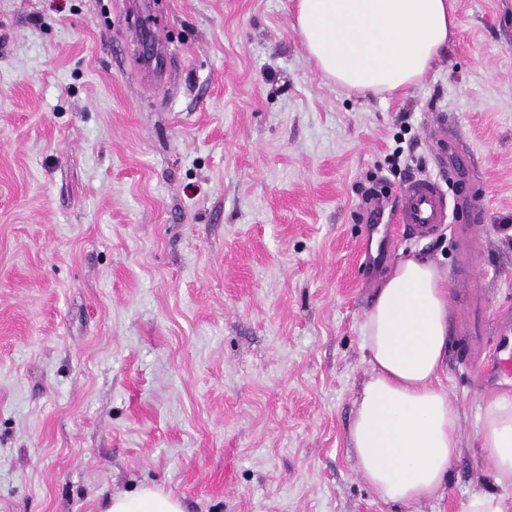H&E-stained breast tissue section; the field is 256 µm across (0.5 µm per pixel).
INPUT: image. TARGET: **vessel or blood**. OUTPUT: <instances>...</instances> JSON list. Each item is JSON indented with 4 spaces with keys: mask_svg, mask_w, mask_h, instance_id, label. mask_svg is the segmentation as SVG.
<instances>
[{
    "mask_svg": "<svg viewBox=\"0 0 512 512\" xmlns=\"http://www.w3.org/2000/svg\"><path fill=\"white\" fill-rule=\"evenodd\" d=\"M368 217L371 232L381 233L383 242H390L401 224L411 233L424 236L448 222V199L438 182L428 177L417 178L403 189L399 207L393 214H386L383 203L375 200ZM476 232L477 227L473 224L453 226L459 244L460 264L466 269L462 282L469 295V301L459 309L458 317L474 342L485 376L495 379L512 375V309L500 308L491 314L485 311L482 281L469 269L471 244ZM488 317L496 324L497 338L494 347L487 349L483 346V323Z\"/></svg>",
    "mask_w": 512,
    "mask_h": 512,
    "instance_id": "1",
    "label": "vessel or blood"
}]
</instances>
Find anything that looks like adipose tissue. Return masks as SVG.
I'll list each match as a JSON object with an SVG mask.
<instances>
[{
    "label": "adipose tissue",
    "mask_w": 512,
    "mask_h": 512,
    "mask_svg": "<svg viewBox=\"0 0 512 512\" xmlns=\"http://www.w3.org/2000/svg\"><path fill=\"white\" fill-rule=\"evenodd\" d=\"M303 48L322 75L361 93L403 92L448 54L454 0H294ZM449 282L431 261H397L365 313L371 373L355 401L350 446L390 512L443 499L460 448V409L444 382ZM494 490L462 512H512V398L480 416ZM101 512H184L180 499L143 486L110 497Z\"/></svg>",
    "instance_id": "adipose-tissue-1"
}]
</instances>
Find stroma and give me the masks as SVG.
I'll return each instance as SVG.
<instances>
[{"label":"stroma","instance_id":"stroma-1","mask_svg":"<svg viewBox=\"0 0 512 512\" xmlns=\"http://www.w3.org/2000/svg\"><path fill=\"white\" fill-rule=\"evenodd\" d=\"M160 9L162 80L136 12ZM447 58L404 94L325 78L291 0H0V512H99L149 485L185 512H388L349 445L382 277L366 194L411 180L477 223L488 311L512 307V0H456ZM402 148L393 160L394 148ZM448 230L397 237L463 290ZM462 452L492 486L488 385L450 334Z\"/></svg>","mask_w":512,"mask_h":512}]
</instances>
